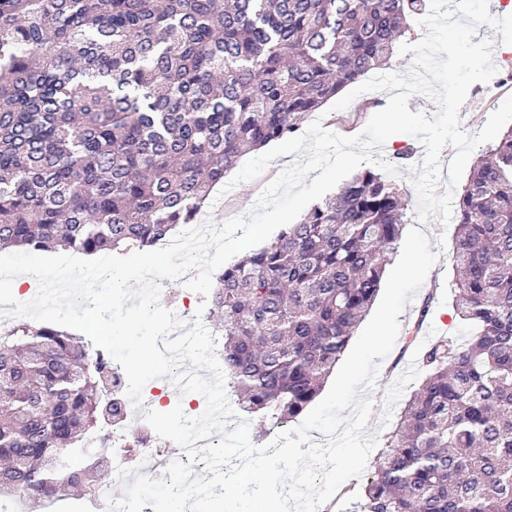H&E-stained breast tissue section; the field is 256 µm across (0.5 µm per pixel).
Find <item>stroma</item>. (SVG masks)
Masks as SVG:
<instances>
[{
  "label": "stroma",
  "mask_w": 512,
  "mask_h": 512,
  "mask_svg": "<svg viewBox=\"0 0 512 512\" xmlns=\"http://www.w3.org/2000/svg\"><path fill=\"white\" fill-rule=\"evenodd\" d=\"M387 101L388 94L384 91L361 94L346 109L327 113L322 126L339 135L357 134L370 119L368 106L378 102L384 104ZM394 141L395 148H382L380 155L399 170L398 175L391 177L390 182L408 202L405 222L412 227L417 225L418 206L413 185L414 170L421 165L425 148L420 141L405 134L395 135ZM407 147L412 148V157L407 160L398 159L397 149ZM291 162L292 159L288 156L276 158L259 178L236 186L223 201L204 208L203 217L212 218L219 224L227 219L249 214L265 186ZM421 228L430 240L431 252L437 253L438 259L410 304L406 305L404 313L400 315L397 342L378 370L376 386L371 393L372 411L366 431L376 435L377 443L381 446L385 445L387 437L422 379V369H415L409 374L405 371V365L408 360L420 357L429 344L431 337L426 334L427 328H434V335L439 337L465 336L469 333L468 327L455 320L451 305V283L455 277L453 257L456 225L433 219ZM427 300L431 301L432 308L428 317L424 318L420 315V309Z\"/></svg>",
  "instance_id": "35a3bbf8"
}]
</instances>
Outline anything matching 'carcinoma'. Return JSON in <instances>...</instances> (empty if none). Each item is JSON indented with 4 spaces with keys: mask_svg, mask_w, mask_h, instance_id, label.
Returning <instances> with one entry per match:
<instances>
[{
    "mask_svg": "<svg viewBox=\"0 0 512 512\" xmlns=\"http://www.w3.org/2000/svg\"><path fill=\"white\" fill-rule=\"evenodd\" d=\"M425 0H0V248L150 250L241 155L386 64ZM407 203L365 169L209 298L240 409L274 427L318 395L374 301ZM471 333L422 355L360 512H512V127L456 208ZM108 353L53 324L0 335V492L66 500L112 472Z\"/></svg>",
    "mask_w": 512,
    "mask_h": 512,
    "instance_id": "cac0c4a2",
    "label": "carcinoma"
}]
</instances>
